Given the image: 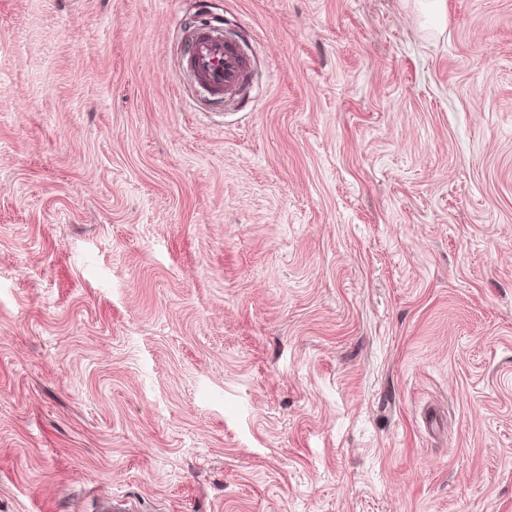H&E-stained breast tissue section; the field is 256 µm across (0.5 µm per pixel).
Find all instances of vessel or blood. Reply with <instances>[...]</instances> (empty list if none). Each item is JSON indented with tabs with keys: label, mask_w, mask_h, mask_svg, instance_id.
<instances>
[{
	"label": "vessel or blood",
	"mask_w": 512,
	"mask_h": 512,
	"mask_svg": "<svg viewBox=\"0 0 512 512\" xmlns=\"http://www.w3.org/2000/svg\"><path fill=\"white\" fill-rule=\"evenodd\" d=\"M182 64L213 103L244 102L252 82L250 62L240 39L226 37L222 24L188 26Z\"/></svg>",
	"instance_id": "obj_1"
}]
</instances>
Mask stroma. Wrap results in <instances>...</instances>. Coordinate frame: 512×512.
Returning <instances> with one entry per match:
<instances>
[{
	"instance_id": "1",
	"label": "stroma",
	"mask_w": 512,
	"mask_h": 512,
	"mask_svg": "<svg viewBox=\"0 0 512 512\" xmlns=\"http://www.w3.org/2000/svg\"><path fill=\"white\" fill-rule=\"evenodd\" d=\"M113 497L512 512V0H0V512ZM182 64L209 100L238 105L251 86L249 59L239 38L224 35L222 23L186 25Z\"/></svg>"
}]
</instances>
